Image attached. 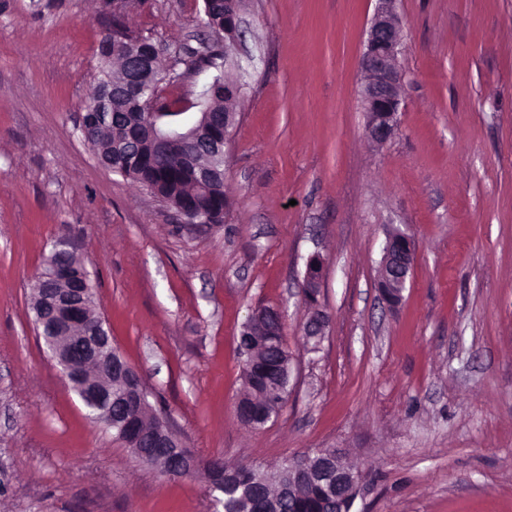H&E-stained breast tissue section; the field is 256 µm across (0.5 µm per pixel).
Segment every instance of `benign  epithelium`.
<instances>
[{
    "label": "benign epithelium",
    "instance_id": "obj_1",
    "mask_svg": "<svg viewBox=\"0 0 512 512\" xmlns=\"http://www.w3.org/2000/svg\"><path fill=\"white\" fill-rule=\"evenodd\" d=\"M378 7L371 20L362 53V65L367 80L360 91L364 106L366 133L379 143L387 142L397 127L402 103L403 83L398 65L402 52L401 21L394 11L395 0H377ZM241 0H224V26L216 32L224 39V48L238 45L241 27ZM165 50L147 38L136 46L123 51L125 65L120 78L112 81L102 99L108 107L114 95L126 98L141 96L146 87L154 83L160 72L159 64ZM239 113L224 111L218 123L211 109L201 112V117L188 130L172 135L162 133L157 126H147L148 135L161 140L187 138L197 144L200 153L212 160L226 154L231 132ZM415 262V247L406 233L393 229L386 235L379 269V281L391 285L383 294L389 306H397L407 287ZM323 278L319 256L310 257L305 266L303 296L310 312L303 330L307 341L317 345L329 325L328 314L318 306V294ZM40 283H60V288L40 290L33 311L36 316L38 336L55 361L59 372L77 393L89 415L96 421L116 431V438L125 447L138 449L142 461L151 463L174 456L182 448L181 441L171 428L167 417L153 409L148 392L140 377L119 354L110 333H86L82 330L87 310L95 300L90 278L81 283L70 282L69 269L49 265L38 273ZM261 326L265 334L279 336L283 330L281 313L276 309L255 310L243 326L241 335L253 333ZM317 453H307L285 459L274 471L257 470L255 482L269 485H293L303 475H312L336 492V499H356L362 485L359 473L343 462L335 453L330 462L316 463Z\"/></svg>",
    "mask_w": 512,
    "mask_h": 512
}]
</instances>
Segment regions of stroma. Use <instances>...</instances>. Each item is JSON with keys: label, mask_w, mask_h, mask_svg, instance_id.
Here are the masks:
<instances>
[{"label": "stroma", "mask_w": 512, "mask_h": 512, "mask_svg": "<svg viewBox=\"0 0 512 512\" xmlns=\"http://www.w3.org/2000/svg\"><path fill=\"white\" fill-rule=\"evenodd\" d=\"M375 7L243 0L220 224L182 223L85 142L106 0L0 7V512H214L220 497L204 473L141 464L62 380L32 301L63 235L199 458L271 468L340 448L365 475L351 512H512V0H396L403 103L381 146L359 99ZM126 17L171 53L213 39L203 0H129ZM393 227L416 245L395 308L377 288ZM316 253L330 324L314 348ZM258 307L284 313L291 380L253 429L236 406ZM322 261L319 256H311L305 266L303 280V296L309 305L310 312L304 324V335L308 342L313 341V347H317L325 335L329 325L328 314L318 306V294L323 278Z\"/></svg>", "instance_id": "obj_1"}]
</instances>
